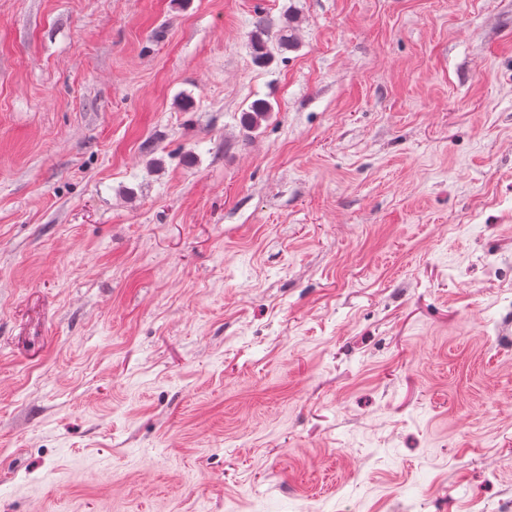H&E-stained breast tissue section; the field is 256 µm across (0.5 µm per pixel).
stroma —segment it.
<instances>
[{
  "label": "stroma",
  "mask_w": 512,
  "mask_h": 512,
  "mask_svg": "<svg viewBox=\"0 0 512 512\" xmlns=\"http://www.w3.org/2000/svg\"><path fill=\"white\" fill-rule=\"evenodd\" d=\"M511 501L512 0H0V512ZM272 112V106L264 100H256L252 102L247 110L241 114L240 124L242 128L248 132L257 131L262 122H266Z\"/></svg>",
  "instance_id": "1"
}]
</instances>
